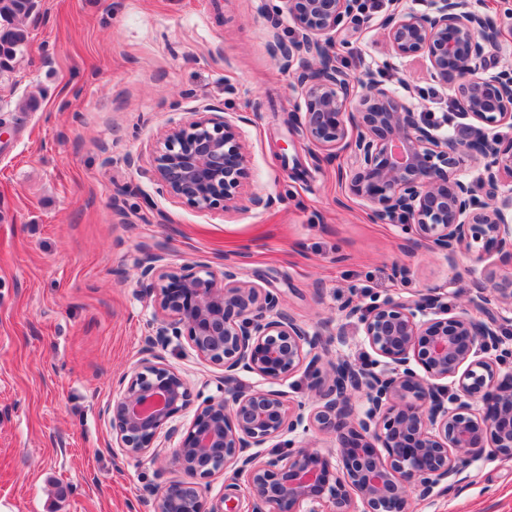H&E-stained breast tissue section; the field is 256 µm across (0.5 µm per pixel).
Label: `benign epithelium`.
Listing matches in <instances>:
<instances>
[{"instance_id": "benign-epithelium-1", "label": "benign epithelium", "mask_w": 512, "mask_h": 512, "mask_svg": "<svg viewBox=\"0 0 512 512\" xmlns=\"http://www.w3.org/2000/svg\"><path fill=\"white\" fill-rule=\"evenodd\" d=\"M276 13L294 22L286 41L273 21L269 51L283 70L303 52L296 77L304 109L298 127L315 146H343L354 168L341 173L374 220L413 234L432 254L451 257L483 242L476 262L512 242V194L476 200L467 165L483 159L482 182L512 180V148L498 147L492 129L512 125V71L478 76L486 51L499 42L497 25L469 0H431L418 14L398 7L379 28L398 59L422 57L433 78L452 84L460 111L433 121L404 97L373 79L356 83L330 51L336 31L365 20L362 0H280ZM467 119L466 136L454 132ZM357 130L354 137L349 129ZM248 159L244 130L209 105L160 134L148 170L159 193L202 211L236 208ZM469 306L497 308L477 320L448 315V294L430 288L411 298H388L347 316L384 359L375 371L340 359L322 370L326 344L287 314L278 294L238 279L232 266L218 272L168 270L163 252L139 264V280L152 297V334L143 358L119 383L112 405V435L133 459L152 457L158 440H173L170 468L158 476L155 512H223L205 507L203 481L230 467L244 477L253 512H410L412 496L452 491L474 461L491 452L512 455V365L494 366L480 354L503 351L512 340V280L483 267ZM187 336L194 354L224 368L218 395L203 401L186 424L177 415L191 401L190 384L160 362L156 348ZM304 371L314 381L312 404L293 405L274 384ZM243 376L259 385L228 386ZM363 394L367 407L355 405ZM331 435L332 453L290 448L264 458L260 448L299 428ZM363 505L358 510L357 504Z\"/></svg>"}]
</instances>
